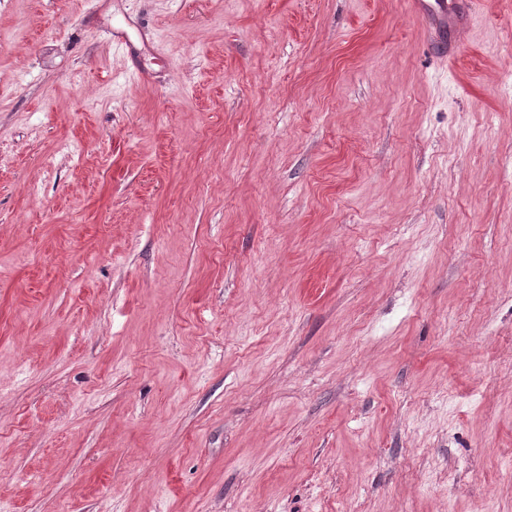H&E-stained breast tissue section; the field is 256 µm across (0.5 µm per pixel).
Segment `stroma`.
<instances>
[{"instance_id":"obj_1","label":"stroma","mask_w":512,"mask_h":512,"mask_svg":"<svg viewBox=\"0 0 512 512\" xmlns=\"http://www.w3.org/2000/svg\"><path fill=\"white\" fill-rule=\"evenodd\" d=\"M0 512H512V0H0ZM452 5L447 0H413L411 6L415 13L437 27L448 24V9Z\"/></svg>"}]
</instances>
